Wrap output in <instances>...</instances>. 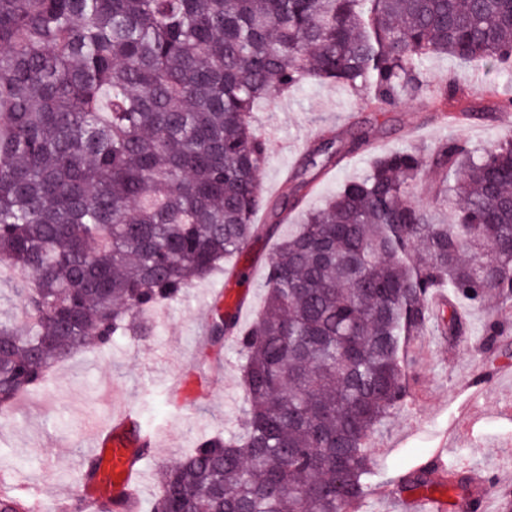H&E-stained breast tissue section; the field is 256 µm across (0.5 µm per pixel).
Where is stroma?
I'll use <instances>...</instances> for the list:
<instances>
[{
  "label": "stroma",
  "instance_id": "35a3bbf8",
  "mask_svg": "<svg viewBox=\"0 0 512 512\" xmlns=\"http://www.w3.org/2000/svg\"><path fill=\"white\" fill-rule=\"evenodd\" d=\"M425 75L432 84L455 78L469 91L475 104L469 119L455 121L430 112L421 95L375 112L349 90L317 82L304 83L274 103H259L252 124L270 142L261 175L265 197L281 193L284 173L301 169L307 150L323 134L336 135L338 145L345 146L364 131L374 146L353 153L317 182L306 198L311 207L347 180L364 175L376 154L413 148L427 157L451 137L486 145L512 134L505 113L484 111L480 104L489 86L512 96V80L447 56L431 59ZM274 250V241L254 242L245 255L154 312L148 340L118 336L107 349L78 353L58 365L46 385L21 398L0 421V477L9 491L26 498L39 489L59 501L73 496L79 488L76 475L94 456L76 435L90 415L104 417L110 402L132 404L142 428L161 430L160 444L144 464L150 478L160 464L184 455L201 436L241 428L246 403L237 351L229 341L200 342L197 322L210 308L214 290L228 288L232 271L246 265L253 268L254 278L245 287L239 325L248 327L264 304L262 285ZM423 342L427 354L411 382L412 399L373 435L372 457L392 475L435 456L461 462L489 479L487 508L475 503L468 512H498L501 495H512V335L492 353L467 340L427 335ZM192 360L200 365L222 362V380L202 379L204 399L192 407H174L172 374Z\"/></svg>",
  "mask_w": 512,
  "mask_h": 512
}]
</instances>
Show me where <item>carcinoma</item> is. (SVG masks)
<instances>
[{"label": "carcinoma", "instance_id": "1", "mask_svg": "<svg viewBox=\"0 0 512 512\" xmlns=\"http://www.w3.org/2000/svg\"><path fill=\"white\" fill-rule=\"evenodd\" d=\"M439 55L511 72L512 0H0V266L27 277L0 320V418L75 353L150 335L141 315L278 234L300 200L285 192L254 223L258 102L334 82L384 109L428 89ZM460 92L450 78L432 97ZM338 163L332 139L308 158ZM429 166L433 205L414 200ZM263 287L250 327L219 306L208 324L235 337L243 427L160 467L149 512H355L395 484L444 485L468 508L460 463L396 479L370 441L407 403L411 344L470 333L460 303L485 309V350L507 334L486 301L512 302V136L375 158L277 241Z\"/></svg>", "mask_w": 512, "mask_h": 512}]
</instances>
